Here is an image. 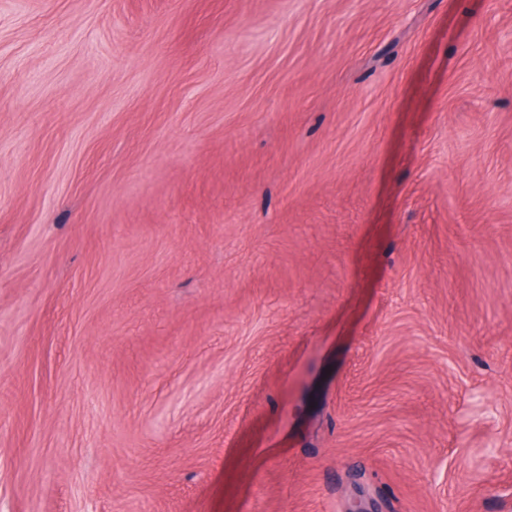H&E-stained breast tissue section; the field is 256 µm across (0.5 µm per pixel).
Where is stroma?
I'll return each instance as SVG.
<instances>
[{
    "label": "stroma",
    "mask_w": 512,
    "mask_h": 512,
    "mask_svg": "<svg viewBox=\"0 0 512 512\" xmlns=\"http://www.w3.org/2000/svg\"><path fill=\"white\" fill-rule=\"evenodd\" d=\"M512 512V0H0V512Z\"/></svg>",
    "instance_id": "1"
}]
</instances>
